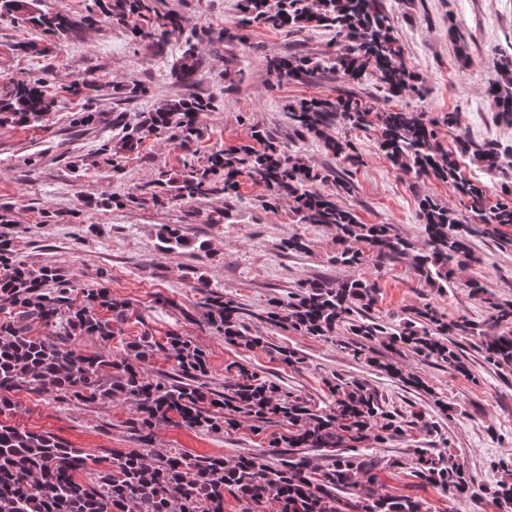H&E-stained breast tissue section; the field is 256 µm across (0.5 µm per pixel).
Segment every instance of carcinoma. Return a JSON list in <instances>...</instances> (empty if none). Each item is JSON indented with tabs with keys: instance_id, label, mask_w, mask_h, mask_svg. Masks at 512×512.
<instances>
[{
	"instance_id": "cac0c4a2",
	"label": "carcinoma",
	"mask_w": 512,
	"mask_h": 512,
	"mask_svg": "<svg viewBox=\"0 0 512 512\" xmlns=\"http://www.w3.org/2000/svg\"><path fill=\"white\" fill-rule=\"evenodd\" d=\"M239 26H264L301 34L311 28L328 29L336 43L346 44L328 57L315 60L289 56L270 63L281 77L297 78L329 69L355 80L374 77L392 97L420 95L419 77L401 60V49L381 0H238ZM134 16L133 26L142 47L163 50L173 33L186 34L184 49L174 68L186 82L196 71L199 45L222 43L238 37L226 26L215 33L189 24L179 15H161L154 0H112L106 17L123 25ZM20 20L55 35H77L83 20L68 14H43L33 0H0V19ZM486 93L498 112L512 118V60L503 62L487 85ZM212 100L196 96L170 100L149 118L148 131H179L184 149L200 136L193 115L211 108ZM53 107L47 86L40 81L11 80L0 84V124L29 126L42 122ZM297 134L315 137L334 158L364 164L354 143L328 131L335 123L362 128L376 123L379 147L391 164L417 176H434L451 183L470 202L471 221L431 197L419 201L423 240L402 237L391 224H363L339 206L336 197L320 193L313 183L328 176L311 168L265 130L255 131L262 147L249 145L215 153L201 167L183 164L173 176L155 185L177 200L209 196L220 182L224 194L234 192L239 178L266 187L268 204L288 203L297 224L336 227L340 244L334 260L360 266L410 262L418 279L444 290L456 269L471 259L469 236L491 233L512 224V199L485 205L486 187L467 179L459 170L457 154H470L488 174L497 173L504 154L494 143L475 147L466 138L456 140V151L444 150L426 113L387 109L372 113L352 96L301 100L287 106ZM157 239L167 250L187 245L177 224H162ZM203 294L207 324L228 344L269 348L268 341L250 331V321L263 319L273 327L291 329L303 336L330 337L343 327L361 338L350 349L352 357L399 378L409 386L425 382L394 363L369 356L371 343L389 350L408 349L450 371L469 372L457 336L476 338L474 346L486 363L512 376V303H490L481 322L446 320L428 304L404 310L402 321L388 326L369 315L377 302L379 284L368 278H348L327 287L306 281L287 298H271L258 313L236 296L210 290L207 277H197ZM75 283L50 265L22 261L14 239L0 233V307L11 316L0 319V414L14 405L16 393L39 391L82 404L120 399L135 407V425L143 441L151 439L160 424L220 433L238 419L252 428L270 420L288 424L281 438L288 452L270 461L249 454L227 462L222 456H190L174 451L158 454L150 448L114 449L93 480L81 473L88 454L49 432H36L0 422V512H224V492L235 493L240 512H431L420 498L394 496L379 490V472L387 468L408 470L421 482L440 490L453 504L464 498L487 496L500 512H512V460L493 467L503 474L493 488L475 487L469 471L456 460L431 448H415L405 459L383 460L360 453L365 443L406 434L407 420L368 384L333 373L325 377L328 401L316 405L285 391L275 381L239 362L226 367L224 390L211 391L207 355L203 348L177 333L159 342L145 333L131 341L121 338L129 319V305L112 297L106 288L88 289L77 298ZM47 329L31 335L32 325ZM71 336H94L102 350L84 353L69 344ZM124 353L111 351L114 340ZM276 358L291 368L303 362L298 350L273 349ZM158 353L176 363L170 379L150 378L141 365ZM299 448L336 450L327 467L314 472Z\"/></svg>"
}]
</instances>
